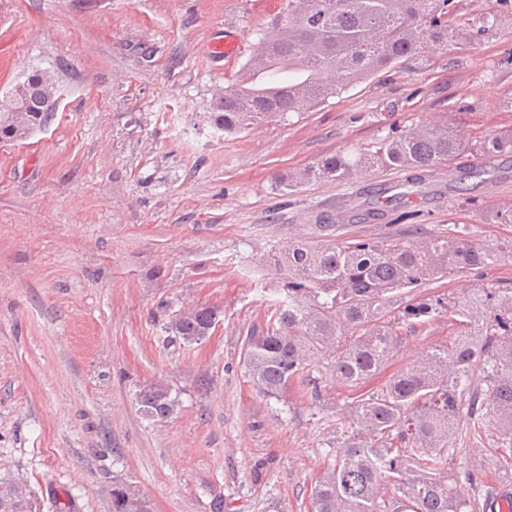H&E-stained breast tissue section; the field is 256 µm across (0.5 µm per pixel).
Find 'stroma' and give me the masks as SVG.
<instances>
[{"label": "stroma", "mask_w": 512, "mask_h": 512, "mask_svg": "<svg viewBox=\"0 0 512 512\" xmlns=\"http://www.w3.org/2000/svg\"><path fill=\"white\" fill-rule=\"evenodd\" d=\"M286 0H0V97L38 67L59 109L21 143H0V479L21 480L43 512H111L113 482L137 485L153 512H312L311 489L348 428L353 395L319 353L317 396L291 385L263 396L241 355L282 277L279 249L296 242L418 239L444 233L512 242V153L468 151L438 165L413 198L377 220L319 230L355 193L403 182L380 170L353 181L282 189L279 176L391 133L451 118L470 139L512 130V29L480 44L423 39L412 67L390 68L309 112L219 138L216 97L231 89ZM242 49L219 63L211 37ZM496 171L468 191L461 171ZM512 289V259L418 289L460 296ZM210 306V336L186 344L166 329ZM439 317L401 330L385 372L450 344ZM167 385L168 418L144 415L139 391ZM492 419L462 417L446 470L512 494Z\"/></svg>", "instance_id": "35a3bbf8"}]
</instances>
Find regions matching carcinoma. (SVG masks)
I'll return each instance as SVG.
<instances>
[{
	"instance_id": "cac0c4a2",
	"label": "carcinoma",
	"mask_w": 512,
	"mask_h": 512,
	"mask_svg": "<svg viewBox=\"0 0 512 512\" xmlns=\"http://www.w3.org/2000/svg\"><path fill=\"white\" fill-rule=\"evenodd\" d=\"M483 19H462L455 0H287L260 39L235 87L216 98L211 124L217 132L241 133L289 112H307L382 69L417 59L422 40L476 43L490 30L512 25V0H492ZM58 100L54 78L35 71L0 99V141L18 142L47 127ZM468 149L481 154L512 151V132L470 143L446 120L388 136L375 149L332 156L297 175L279 178L283 188L318 180H345L374 167L410 172L418 184L431 169ZM512 258V243L490 248L467 239L356 240L291 244L277 259L280 298L269 318L243 344L250 381L267 397L309 377L315 355L337 349L333 373L351 390L378 375L394 349L398 329L443 314L457 339L427 352L382 387L356 396L355 429L343 451L319 475L314 512H475L494 489L469 479L463 494L445 472L448 439L456 432L459 399L468 390L473 364L487 368L490 388L473 401L470 419L496 416L504 433L500 449L512 463V291L480 286L462 297L409 298L429 282ZM217 313L206 306L175 315L167 329L183 342L209 335ZM146 416L173 414L176 398L155 384L143 387ZM399 496L384 499L383 482ZM22 501L25 512L40 505L22 481H0V503ZM130 483L112 484V512H151Z\"/></svg>"
}]
</instances>
